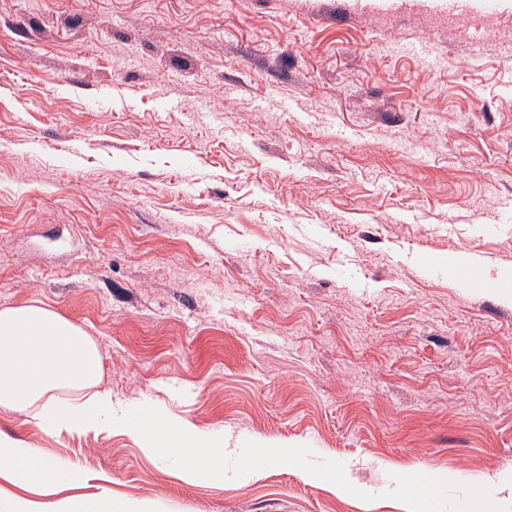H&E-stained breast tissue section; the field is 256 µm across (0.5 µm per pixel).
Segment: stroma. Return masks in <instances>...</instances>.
<instances>
[{
    "mask_svg": "<svg viewBox=\"0 0 512 512\" xmlns=\"http://www.w3.org/2000/svg\"><path fill=\"white\" fill-rule=\"evenodd\" d=\"M497 288L449 277L460 257ZM97 342L112 404L230 440L0 432L152 512H408L512 474V0H0V308ZM341 470L346 498L253 442ZM297 448V446L288 445V443L258 441L253 448H250V455L246 459L258 457L271 462L288 461L294 463L299 475L305 482L316 486H327L330 491L339 496H348L360 491V488L343 474L328 475L318 470L302 467ZM462 480L459 472L448 468L428 470L410 479L409 498L413 512H435L438 503L435 490L444 485H454Z\"/></svg>",
    "mask_w": 512,
    "mask_h": 512,
    "instance_id": "35a3bbf8",
    "label": "stroma"
}]
</instances>
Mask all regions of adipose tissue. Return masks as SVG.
<instances>
[{
    "instance_id": "1",
    "label": "adipose tissue",
    "mask_w": 512,
    "mask_h": 512,
    "mask_svg": "<svg viewBox=\"0 0 512 512\" xmlns=\"http://www.w3.org/2000/svg\"><path fill=\"white\" fill-rule=\"evenodd\" d=\"M103 367L96 341L83 328L60 314L35 305L0 309V411L19 413L37 426L82 435L119 424L135 435L147 452L176 457L187 483L220 485L224 482V437L197 429L186 420L157 415L151 406L137 413L119 412L118 422L106 414L112 397L102 391ZM71 391L72 397L58 403L56 391ZM251 457L297 464L301 478L328 487L339 496L358 493V486L343 474L328 475L299 466L296 446L268 441L256 442ZM22 488L36 480L77 479V472H63L38 457L35 450L0 434V472ZM459 472L428 470L410 480L412 512H436L435 491L460 483ZM512 499V475L496 476L478 487L464 490L463 512H497L501 501ZM9 512H149L146 504L107 497L93 503L60 500L41 503L14 495Z\"/></svg>"
}]
</instances>
